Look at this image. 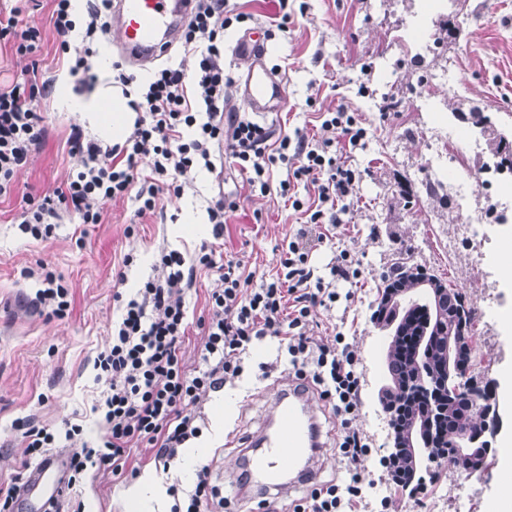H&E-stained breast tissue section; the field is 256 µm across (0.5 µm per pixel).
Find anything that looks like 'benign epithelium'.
Listing matches in <instances>:
<instances>
[{
  "mask_svg": "<svg viewBox=\"0 0 512 512\" xmlns=\"http://www.w3.org/2000/svg\"><path fill=\"white\" fill-rule=\"evenodd\" d=\"M420 288L426 292L429 315L443 319L447 294L445 286L429 273L420 279ZM377 306L383 310V314L375 316L374 324L386 332L388 340L391 341L398 332L397 319L386 317V312L393 307L401 308V295L391 288L382 293ZM469 324L470 304L466 298L460 297L455 305L454 323L444 332V339L440 342L445 362L439 369L428 371L425 378L402 388L386 374L377 391V402L391 423L392 452L409 449L417 458L418 464L412 476L397 483L402 493L413 498L422 489L426 476L432 474L435 467H444L466 478L481 473L485 468L489 445L487 436L495 433L497 412L493 380L482 376L475 383L460 382L472 367L470 363L464 365L460 362V356L474 351L475 347L474 337L469 334ZM410 392L425 401L430 412L403 426H397L395 422L398 400ZM461 392L468 394L470 405L477 414V428H466L459 433L456 438L457 457L434 456L429 452V437L440 422L435 407L445 397Z\"/></svg>",
  "mask_w": 512,
  "mask_h": 512,
  "instance_id": "7a95c632",
  "label": "benign epithelium"
}]
</instances>
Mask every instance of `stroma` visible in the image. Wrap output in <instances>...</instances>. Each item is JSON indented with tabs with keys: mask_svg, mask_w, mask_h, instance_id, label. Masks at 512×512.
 Returning <instances> with one entry per match:
<instances>
[{
	"mask_svg": "<svg viewBox=\"0 0 512 512\" xmlns=\"http://www.w3.org/2000/svg\"><path fill=\"white\" fill-rule=\"evenodd\" d=\"M423 0H288L286 30H272L269 65L286 69L287 103L265 121L273 136L294 129L315 134L319 124L314 108L344 106L368 130L362 146L354 149L351 163L361 175L357 195L344 222L335 230V244L349 245L362 261L364 276L357 285L339 283V297L330 309H317L321 325L340 328L356 349L361 365L362 411L356 423L371 439L373 448L363 473L365 512H446L439 503L441 490L452 474L438 471L418 498L399 494L380 464L389 446L391 427L376 399L382 377V355L388 340L372 323L379 295L380 276L395 251L410 250L422 264L448 282L463 287L473 309L476 375L496 378L512 368V337L503 330L498 302L504 293L502 245L494 226H487L491 243H456L460 222L455 205H441L425 197L423 162L430 135V115L414 104L398 112H382L380 93L384 82L373 64L379 55L397 60L409 53L408 32ZM51 0H37L28 7L25 23L43 33L40 67L45 79L59 82L68 73L57 50L49 24ZM461 34L440 56H427L431 69L447 67L451 81L464 84L461 94L440 88L436 100L441 111L456 115L471 107L483 109L493 125L512 133V0H456L442 16ZM46 117V134L25 167L18 171L16 189L0 199V479L14 476L24 458L17 425L33 422L53 434L67 424L82 427L81 441L99 444L105 430L91 410L101 385L96 380L94 358L107 345L112 324L120 319L122 300L133 298L140 283L153 275L161 249H177L194 257L201 245L212 243L211 227L192 224V215L205 212L217 192L215 176L198 168L190 189L178 196H163L160 210L137 216L134 196L103 205L98 224L56 225L51 237L34 240L15 219L23 195L39 197L51 191L79 166L67 144L73 125L81 124L58 91L40 102ZM408 187L420 204L407 208L399 195ZM240 209L224 228L226 251L244 256L257 276L268 277L280 267L281 244L302 217L285 206L277 195L252 193L242 179L229 183ZM132 264H124L125 256ZM50 271L68 286L71 306L65 317L49 314L34 303L41 287L39 275ZM136 274V283H118V274ZM213 277L201 276L195 290L185 297L192 323L184 345L187 367H195L204 342L196 325L204 315L205 297L214 288ZM276 343H254L243 356L244 372L218 393H209L200 404L203 416L198 444L207 452L202 463L179 460L170 470L156 468L153 451L133 449L127 466L130 475L113 479L110 470L89 468L80 497L85 512H131L127 493L136 475L152 474L163 486L190 489L201 465H210L212 479L225 498L234 496L231 456L237 438L259 431L271 405L268 381L259 366L277 363L284 375L286 362L278 361ZM230 415L223 428H215L218 407ZM512 416L500 414L491 440L486 469L467 479L468 512H487L490 499L501 488L499 450Z\"/></svg>",
	"mask_w": 512,
	"mask_h": 512,
	"instance_id": "1",
	"label": "stroma"
}]
</instances>
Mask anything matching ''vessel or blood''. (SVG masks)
Here are the masks:
<instances>
[{"mask_svg": "<svg viewBox=\"0 0 512 512\" xmlns=\"http://www.w3.org/2000/svg\"><path fill=\"white\" fill-rule=\"evenodd\" d=\"M192 5L193 0H112V14L118 21L113 43L131 64L157 60L177 43ZM233 52L247 64L238 85L247 111L262 119L281 108L287 100V85L264 63L267 41L249 33L237 40ZM270 398L271 416L258 433L240 437L233 455L234 466L245 475L244 486L237 489L240 500H271L299 489L317 474L324 442L313 394L300 380L286 376L271 386ZM65 461L64 455L52 453L34 467L19 493L17 506L22 512L43 482H50L52 496H59Z\"/></svg>", "mask_w": 512, "mask_h": 512, "instance_id": "b4317fda", "label": "vessel or blood"}]
</instances>
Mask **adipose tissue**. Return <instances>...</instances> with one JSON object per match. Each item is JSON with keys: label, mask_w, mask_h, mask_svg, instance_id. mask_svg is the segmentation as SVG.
<instances>
[{"label": "adipose tissue", "mask_w": 512, "mask_h": 512, "mask_svg": "<svg viewBox=\"0 0 512 512\" xmlns=\"http://www.w3.org/2000/svg\"><path fill=\"white\" fill-rule=\"evenodd\" d=\"M63 101L99 135L107 140H122L134 116L129 99L122 92L112 88V71L109 63H102L98 69L96 86L81 95L74 94L68 84H60Z\"/></svg>", "instance_id": "1"}]
</instances>
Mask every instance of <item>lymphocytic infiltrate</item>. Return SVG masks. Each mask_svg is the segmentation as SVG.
I'll return each instance as SVG.
<instances>
[{
  "label": "lymphocytic infiltrate",
  "mask_w": 512,
  "mask_h": 512,
  "mask_svg": "<svg viewBox=\"0 0 512 512\" xmlns=\"http://www.w3.org/2000/svg\"><path fill=\"white\" fill-rule=\"evenodd\" d=\"M52 2L50 24L70 75L81 84L94 83L90 44L108 32L112 0H97L81 25L72 0ZM24 10L20 2L0 15V44L27 61L21 78L0 82V197L13 193L16 172L44 133L39 101L48 85L37 59L42 32L24 24ZM245 19L227 0H196L180 41L189 65H162L139 86L133 74L115 64L114 83L136 88L131 134L124 142L104 145L72 128L68 144L81 159L80 169L42 198H23L19 224L44 240L67 215L83 224L100 223L107 200L132 194L138 215L155 212L160 194L183 193L197 167L213 171L224 161L252 190L263 196L277 192L308 216L284 239L280 271L261 281L233 254L220 257L205 247L190 259L176 250L159 252L152 278L126 302L108 346L94 360L97 377L107 386L100 405L106 436L101 447L85 445L73 453L67 485H79L88 466L97 463L109 464L113 476L123 477L131 448L141 443L153 450L155 461L171 468L180 448L201 434L197 407L202 398L240 378L247 347L269 339L285 351L291 373L306 379L335 417L336 455L347 475L341 483H310L302 497L292 500V512H354L365 498L361 465L370 451L367 435L354 426L362 406L359 357L343 333L328 341L314 337L312 330L314 310L335 303L337 281L358 282L361 262L350 248L334 250L323 276L312 255L328 240V227L339 225L340 205L354 200L360 174L344 151L360 145L367 130L339 107L321 113L320 136L297 131L274 138L247 113L227 111L225 89L232 78L224 70V31ZM79 25L84 35L74 45L69 35ZM279 169L285 176L277 180L273 174ZM299 184L307 186L306 197L297 195ZM202 270L214 275L217 286L208 295L206 316L197 322L206 340L201 365L191 371L182 357L191 325L184 295ZM226 507L205 467L174 512H225Z\"/></svg>",
  "instance_id": "1"
}]
</instances>
